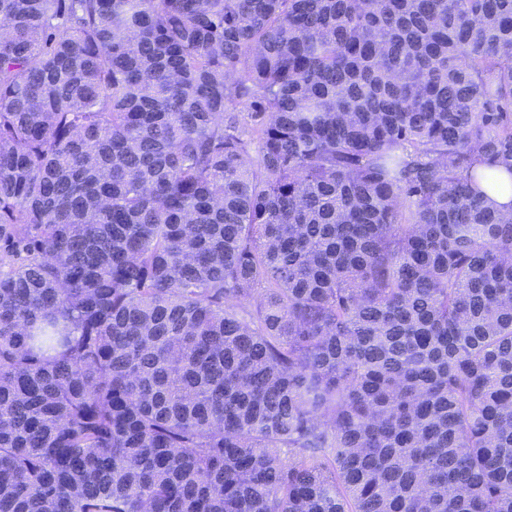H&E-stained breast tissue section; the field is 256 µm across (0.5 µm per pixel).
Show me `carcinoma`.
I'll return each mask as SVG.
<instances>
[{"label":"carcinoma","mask_w":512,"mask_h":512,"mask_svg":"<svg viewBox=\"0 0 512 512\" xmlns=\"http://www.w3.org/2000/svg\"><path fill=\"white\" fill-rule=\"evenodd\" d=\"M512 0H0V512H512ZM478 170L487 176V182L482 184L487 197L503 213L512 212V177L493 165H481Z\"/></svg>","instance_id":"carcinoma-1"}]
</instances>
